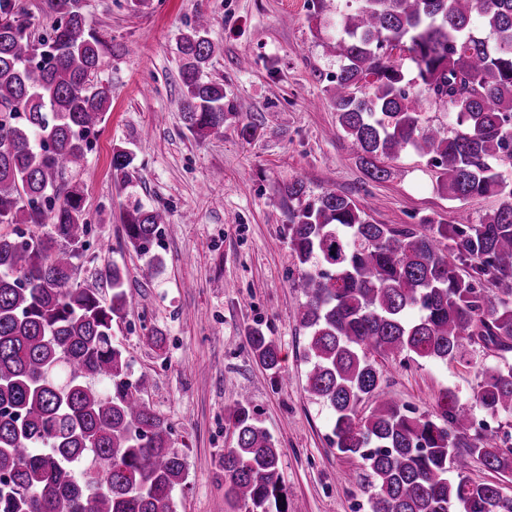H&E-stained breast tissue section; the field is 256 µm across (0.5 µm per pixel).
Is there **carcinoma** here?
Listing matches in <instances>:
<instances>
[{
	"label": "carcinoma",
	"instance_id": "1",
	"mask_svg": "<svg viewBox=\"0 0 512 512\" xmlns=\"http://www.w3.org/2000/svg\"><path fill=\"white\" fill-rule=\"evenodd\" d=\"M56 17L37 38L16 0H0V512H172L187 478L172 428L144 399L148 379L132 378L113 322L130 304L123 270L104 277L111 294L74 275L90 249V224L76 188L60 190L81 166L112 103L91 75L112 54L82 0H43ZM209 21L179 38L180 110L187 129L221 134L224 84L204 80L214 52ZM341 66L327 88L366 177L408 149L437 169L450 200L494 196L477 223L377 224L350 196L308 194L297 179L277 190L301 280L298 317L308 331L307 390L334 412L332 444L362 461L369 512H512L493 482L471 480L476 458L512 472V437L467 436L471 408L441 398V422L406 413L382 387L374 356L462 359V342L512 352V0H351L330 42ZM406 47L408 78L392 50ZM431 103L448 126L423 118ZM133 154L112 153L127 175ZM168 223L166 211L123 217L137 254ZM31 224H49L40 236ZM255 359L280 371L279 350L259 328ZM363 402L368 411H359ZM474 405L512 413V365L486 372ZM224 420V496L244 512H288L280 449L247 397Z\"/></svg>",
	"mask_w": 512,
	"mask_h": 512
}]
</instances>
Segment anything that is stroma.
I'll use <instances>...</instances> for the list:
<instances>
[{
	"label": "stroma",
	"instance_id": "35a3bbf8",
	"mask_svg": "<svg viewBox=\"0 0 512 512\" xmlns=\"http://www.w3.org/2000/svg\"><path fill=\"white\" fill-rule=\"evenodd\" d=\"M316 15L311 0H84L93 28L112 58L93 77L112 87V104L91 140L80 185L93 249L78 283L99 282L109 263L125 273L132 304L114 327L134 375L150 377L145 398L173 428L187 480L175 512H244L224 497L219 458L234 435L224 412L247 396L281 450L290 502L302 512H367L364 467L332 445L334 413L306 390L307 332L292 286L299 269L288 245L276 189L304 180L310 194L344 192L372 204L380 224H445L457 211L479 220L494 197L449 200L424 158L408 152L389 161L391 176L368 180L339 131L326 90L340 60L326 48L337 11ZM210 18L216 51L205 71L223 82L235 116L219 135L200 138L180 112L177 38L198 14ZM250 136H242L243 126ZM134 155L127 177L112 173L114 147ZM167 211L169 223L147 265L124 243L126 211ZM259 327L280 349L281 372L253 357L248 333ZM166 336L163 349L150 329ZM463 363L383 362V387L416 414L436 416L444 393L473 406L484 370L512 363V353L471 346Z\"/></svg>",
	"mask_w": 512,
	"mask_h": 512
}]
</instances>
